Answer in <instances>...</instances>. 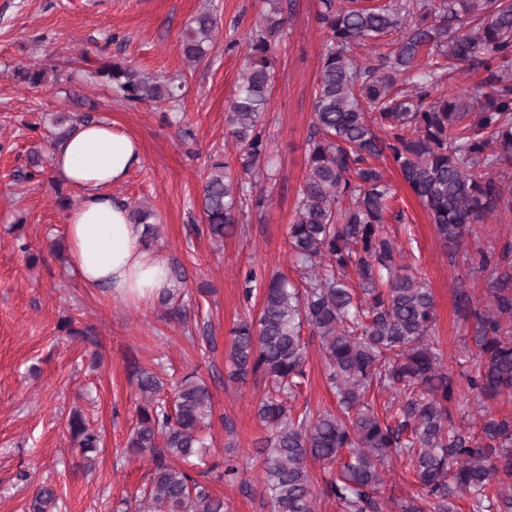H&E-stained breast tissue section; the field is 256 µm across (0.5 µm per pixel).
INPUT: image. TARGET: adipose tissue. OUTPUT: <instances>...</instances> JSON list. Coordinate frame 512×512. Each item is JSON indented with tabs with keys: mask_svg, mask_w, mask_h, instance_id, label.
Listing matches in <instances>:
<instances>
[{
	"mask_svg": "<svg viewBox=\"0 0 512 512\" xmlns=\"http://www.w3.org/2000/svg\"><path fill=\"white\" fill-rule=\"evenodd\" d=\"M141 163L138 140L107 121L79 126L51 152L55 179L78 192L65 230L83 287L148 303L169 288L168 264L144 245L141 227L111 192Z\"/></svg>",
	"mask_w": 512,
	"mask_h": 512,
	"instance_id": "obj_1",
	"label": "adipose tissue"
}]
</instances>
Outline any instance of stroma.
<instances>
[{
    "label": "stroma",
    "mask_w": 512,
    "mask_h": 512,
    "mask_svg": "<svg viewBox=\"0 0 512 512\" xmlns=\"http://www.w3.org/2000/svg\"><path fill=\"white\" fill-rule=\"evenodd\" d=\"M288 36L278 52L276 78L263 117L271 142L272 179L262 182L263 208H246L223 241L203 229L201 190L213 159L239 160L229 136L226 108L234 97L244 48L264 9L263 0H212L217 44L195 66L179 51L181 34L203 0H0V512H30L38 485H51L62 512H114L122 498L148 483L146 462L124 456L135 422V370L166 380L197 371L211 395L205 435L209 460L236 448L247 469L249 492L213 484L227 512H270L254 466L269 434L256 405L263 389L254 378H230L225 354L242 314L247 270L259 278L281 274L298 280L288 254V229L307 173V140L324 34L316 23L319 0H293ZM107 55L147 72L180 77L177 111L162 114L150 103H130L94 82L86 58ZM22 63L47 67L50 86L16 83ZM57 112L106 119L139 140L141 166L112 194L149 208L159 227L154 246L184 279L186 321L168 320L159 303L135 302L101 289L88 291L73 270L65 244V212L58 205L51 170L28 181L29 150L41 141L30 126ZM189 127L192 140L181 137ZM397 196L405 221L393 225L399 248L414 253L419 276L436 307L432 338L460 390L450 411L458 427L477 413L466 377L474 371L473 322L456 309L461 285L485 287L488 275L468 258L476 247L512 241V206L501 205L464 249L450 251L436 236L424 207L389 159L378 162ZM73 320L80 337L61 326ZM213 350L200 352L202 336ZM307 380L296 406L311 413L336 410L318 344H311ZM81 410L99 431L102 448L86 468L67 430Z\"/></svg>",
    "instance_id": "1"
}]
</instances>
